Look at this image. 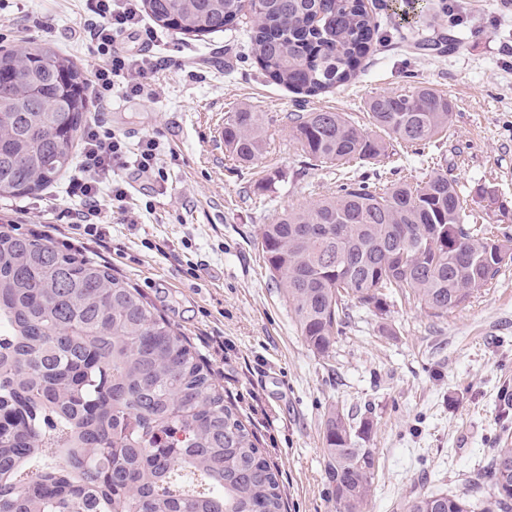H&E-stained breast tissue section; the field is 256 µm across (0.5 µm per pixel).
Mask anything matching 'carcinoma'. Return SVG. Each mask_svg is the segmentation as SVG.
Masks as SVG:
<instances>
[{
	"instance_id": "obj_1",
	"label": "carcinoma",
	"mask_w": 512,
	"mask_h": 512,
	"mask_svg": "<svg viewBox=\"0 0 512 512\" xmlns=\"http://www.w3.org/2000/svg\"><path fill=\"white\" fill-rule=\"evenodd\" d=\"M184 35L244 30L276 83L306 97L357 76L377 22L364 0H143ZM452 99L428 86L341 112H290L309 162L374 163L448 131ZM89 111L76 64L35 42L0 51V198L33 195L72 164ZM260 113L224 118V155L261 158ZM260 245L307 346L325 356L356 303L381 315L394 294L444 318L512 263V235L482 224L456 179L384 188L340 184L265 224ZM369 421L325 420L336 512H368L375 453ZM512 512V476L495 469L468 494L424 492L404 512ZM256 433L224 400L203 359L143 295L110 269L44 238L0 234V512H285Z\"/></svg>"
}]
</instances>
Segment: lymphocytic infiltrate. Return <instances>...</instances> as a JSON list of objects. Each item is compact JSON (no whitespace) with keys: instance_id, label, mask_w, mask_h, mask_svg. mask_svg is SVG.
<instances>
[{"instance_id":"obj_1","label":"lymphocytic infiltrate","mask_w":512,"mask_h":512,"mask_svg":"<svg viewBox=\"0 0 512 512\" xmlns=\"http://www.w3.org/2000/svg\"><path fill=\"white\" fill-rule=\"evenodd\" d=\"M87 3L92 17L84 23L83 37L106 58L94 73L92 95L100 101L117 93L152 96V82L163 61L144 51L157 33L145 23L140 0ZM121 170L137 175L162 173L156 138L142 137L132 147L125 137L104 128L98 119H91L83 131L81 159L66 187L70 205L62 213L68 228L83 240L101 245L109 233L98 206L102 187L110 189L112 212L127 215V183L116 177Z\"/></svg>"}]
</instances>
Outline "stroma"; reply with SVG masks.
<instances>
[{"mask_svg": "<svg viewBox=\"0 0 512 512\" xmlns=\"http://www.w3.org/2000/svg\"><path fill=\"white\" fill-rule=\"evenodd\" d=\"M365 3L379 41L355 80L331 92L300 101L263 73L240 33L186 37L162 28L158 51L167 64L156 76V98L122 97L101 114L129 141L157 136L177 159L165 185L130 177L140 219L112 217L114 251L93 258L189 339L277 466L288 512H335L323 443L331 408L372 424L370 512H399L416 490L468 491L492 448L512 435V412L501 402L512 392V265L443 319L396 298L383 315L351 306L323 357L304 343L258 244L262 225L316 203L349 177L419 181L442 167L469 208L482 209V188L512 208V11L501 0H462L464 21L452 27L440 0H423L409 16L401 0ZM28 8L44 26L17 18L12 0H0V48L44 44L90 74L99 59L76 33L89 17L85 0H30ZM420 85L453 100L449 136L378 165H310L285 121L291 112L331 110L360 122L370 97ZM244 105L262 113L270 135L267 153L248 168L225 157L213 133ZM268 175L274 184L259 190ZM67 182L63 174L40 194L0 200V224L28 235L56 223L68 205ZM191 263L198 275L188 272Z\"/></svg>", "mask_w": 512, "mask_h": 512, "instance_id": "stroma-1", "label": "stroma"}]
</instances>
